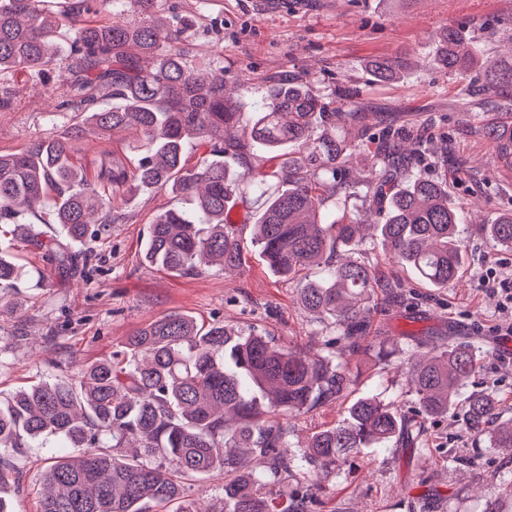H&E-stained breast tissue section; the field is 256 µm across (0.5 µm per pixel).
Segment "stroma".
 <instances>
[{"label":"stroma","mask_w":512,"mask_h":512,"mask_svg":"<svg viewBox=\"0 0 512 512\" xmlns=\"http://www.w3.org/2000/svg\"><path fill=\"white\" fill-rule=\"evenodd\" d=\"M159 15L179 14L188 30L194 63L220 67L236 111L252 115L271 79L292 76L329 108L357 105L382 130L414 132L448 150V163L434 168L406 158L407 170L435 178L454 175L453 202L470 230L466 262L457 279L437 288L409 269L388 261L382 250L368 258L380 273L416 289V310L380 298L371 317L374 336H397L414 328L426 336L449 329L486 336L506 335L512 321L501 297L485 282L512 277V251L489 244L477 227L512 209V160L495 155L484 129L512 116V94L491 95L480 82L431 64V34L452 24L479 40L485 55L512 49V0H157ZM404 64L399 77L376 81L369 60ZM9 110L0 112V153L19 151L34 140L65 136L73 113H57L56 96L44 87L14 80ZM137 135L74 141L73 162L87 175L102 160H127ZM189 203L166 191L126 194L112 211L107 233L87 237L83 269H58L50 251L25 245L0 223V249L21 258L27 276L21 288L0 293V398L30 384L77 380L81 369L111 356L137 328L178 311L198 323L254 327L278 343L322 351L325 329L310 323L297 300L298 284L274 274L260 251L248 247L232 274L213 266L199 276L177 275L143 259L155 215ZM403 365H361L359 394L402 401ZM430 450L391 444L367 448L346 467L334 493L315 512H410L438 492L436 512H512L501 478L512 477V448L473 441L450 420L432 424ZM54 442H32L16 464L19 478L5 491L13 512H38L41 476ZM186 499L220 512L224 477L219 473L184 480Z\"/></svg>","instance_id":"obj_1"}]
</instances>
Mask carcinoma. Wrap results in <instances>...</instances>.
I'll return each instance as SVG.
<instances>
[{"label": "carcinoma", "instance_id": "obj_1", "mask_svg": "<svg viewBox=\"0 0 512 512\" xmlns=\"http://www.w3.org/2000/svg\"><path fill=\"white\" fill-rule=\"evenodd\" d=\"M101 0H67L52 12L45 0H0V77L26 73L33 81L53 74L62 92L56 109L76 112L79 123L64 139L36 140L24 150L0 154V221L15 220L13 233L52 252L61 267L77 262L92 224L107 231L115 192L132 187L168 189L194 198L190 214L177 207L149 225L144 260L174 274L202 273L216 262L239 267L244 239L228 216L231 203L252 193L258 202L251 245L269 268L299 280L302 308L336 332L322 355L276 344L252 330L226 324L202 326L190 315L171 312L128 337L112 358L86 366L75 383L42 382L0 399V452L24 454L29 440L59 438L77 456L54 455L43 472L40 512H201L181 501L185 476L224 472L225 512H315L319 495L365 448L392 441L427 451V423L451 418L475 440L512 448V420L503 419L494 393L463 389L480 370L486 350L468 336L423 344L416 334L407 361L409 399L397 407L374 395L352 401L361 376L348 359L372 357L383 365L403 352L398 340L368 338L370 315L380 289L407 296L400 283L381 276L365 260L363 221L330 218L325 204H343L365 189L366 210L387 203L374 225L376 243L419 279L444 288L465 260L461 212L449 201L448 181L398 175L399 152L376 150L360 179L351 177L349 157L365 151L366 115L327 105L300 83L276 84L255 117L243 122L226 95L224 69L188 64V20L163 18L155 0H130L136 18L89 20ZM73 31L68 57H60L56 30ZM432 63L467 74L483 56L460 28L445 25L433 35ZM403 64L375 58L369 70L378 81L397 77ZM483 88L512 90V55L482 64ZM102 98L118 105L97 108ZM107 133L134 130L136 162H101L94 179L75 166L71 142L86 126ZM496 151L512 157V120L486 128ZM408 155L437 151L428 141L405 137ZM202 156L190 166L185 147ZM297 150L267 171L248 167L242 182L224 158L244 163L253 151ZM61 225L67 243L45 242L33 230L45 208ZM25 222L18 223L16 219ZM481 233L512 249V212ZM24 267L0 252V291L17 287ZM345 405L342 420L317 430L290 451L289 418L323 406ZM264 464L257 473L246 461Z\"/></svg>", "mask_w": 512, "mask_h": 512}]
</instances>
